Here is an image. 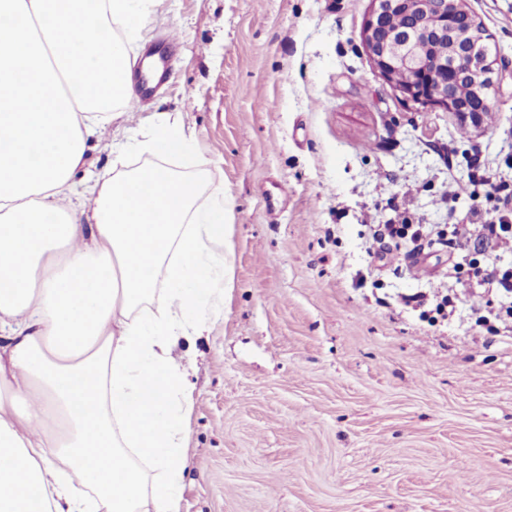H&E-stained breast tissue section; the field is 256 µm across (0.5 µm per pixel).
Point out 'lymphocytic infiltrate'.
Returning a JSON list of instances; mask_svg holds the SVG:
<instances>
[{
  "label": "lymphocytic infiltrate",
  "mask_w": 512,
  "mask_h": 512,
  "mask_svg": "<svg viewBox=\"0 0 512 512\" xmlns=\"http://www.w3.org/2000/svg\"><path fill=\"white\" fill-rule=\"evenodd\" d=\"M471 182L483 185L484 194L474 195L471 224H453L438 230L430 224H416L407 215H400L398 222L371 225L374 243H392L407 246V258L413 259L425 247L455 245L466 247L478 241L479 259L468 265H453L454 275H465L468 282L486 294L485 313L480 323H501L505 332H512V265L502 266L503 256H512V187L496 182L487 174H471Z\"/></svg>",
  "instance_id": "obj_1"
}]
</instances>
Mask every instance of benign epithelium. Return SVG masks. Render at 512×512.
I'll use <instances>...</instances> for the list:
<instances>
[{"instance_id": "benign-epithelium-1", "label": "benign epithelium", "mask_w": 512, "mask_h": 512, "mask_svg": "<svg viewBox=\"0 0 512 512\" xmlns=\"http://www.w3.org/2000/svg\"><path fill=\"white\" fill-rule=\"evenodd\" d=\"M363 27V45L377 72L398 97L417 107L438 106L453 113L465 128H478L490 108L496 58L487 44L462 42L461 25L478 22L464 0H371ZM399 11L409 18L403 29H392L386 16ZM448 45L447 54L426 57L417 45ZM409 76L398 80V74ZM467 79L468 96L461 97L457 83Z\"/></svg>"}]
</instances>
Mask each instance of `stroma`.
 <instances>
[{
  "mask_svg": "<svg viewBox=\"0 0 512 512\" xmlns=\"http://www.w3.org/2000/svg\"><path fill=\"white\" fill-rule=\"evenodd\" d=\"M496 48L491 116L459 136L369 60L371 0H161L137 60L168 70L90 139L179 112L224 185L232 286L190 351L182 512H512V336L467 295L430 326L399 303L448 284L460 249L406 272L370 260V225L470 220L475 169L512 183V0H465Z\"/></svg>",
  "mask_w": 512,
  "mask_h": 512,
  "instance_id": "stroma-1",
  "label": "stroma"
}]
</instances>
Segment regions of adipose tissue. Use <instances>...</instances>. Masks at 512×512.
Masks as SVG:
<instances>
[{"instance_id":"obj_1","label":"adipose tissue","mask_w":512,"mask_h":512,"mask_svg":"<svg viewBox=\"0 0 512 512\" xmlns=\"http://www.w3.org/2000/svg\"><path fill=\"white\" fill-rule=\"evenodd\" d=\"M158 2L0 0V512H181V346L231 285L224 187L199 156L189 175L123 170L133 152L193 155L178 112L74 179L106 106L132 98Z\"/></svg>"}]
</instances>
